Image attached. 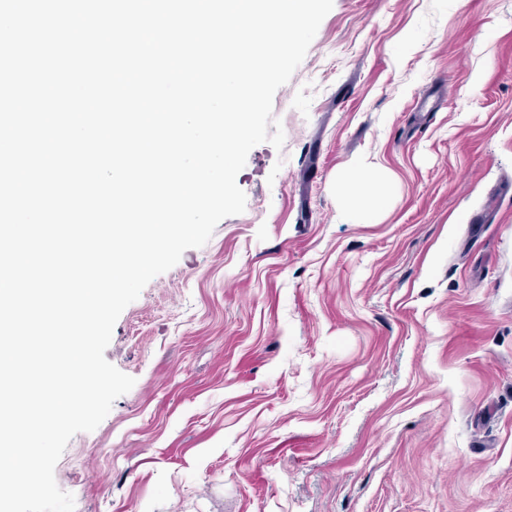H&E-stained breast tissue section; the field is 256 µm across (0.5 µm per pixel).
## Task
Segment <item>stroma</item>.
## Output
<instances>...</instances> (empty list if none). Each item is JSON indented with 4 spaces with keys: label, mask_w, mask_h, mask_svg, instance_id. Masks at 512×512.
Masks as SVG:
<instances>
[{
    "label": "stroma",
    "mask_w": 512,
    "mask_h": 512,
    "mask_svg": "<svg viewBox=\"0 0 512 512\" xmlns=\"http://www.w3.org/2000/svg\"><path fill=\"white\" fill-rule=\"evenodd\" d=\"M242 214L153 278L75 512H512V0H334ZM364 156L395 199L337 211Z\"/></svg>",
    "instance_id": "35a3bbf8"
}]
</instances>
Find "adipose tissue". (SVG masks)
<instances>
[{
  "label": "adipose tissue",
  "mask_w": 512,
  "mask_h": 512,
  "mask_svg": "<svg viewBox=\"0 0 512 512\" xmlns=\"http://www.w3.org/2000/svg\"><path fill=\"white\" fill-rule=\"evenodd\" d=\"M395 191L391 175L365 158L351 159L336 175V195L355 207L360 222L370 223L382 211Z\"/></svg>",
  "instance_id": "ef3b65f1"
}]
</instances>
